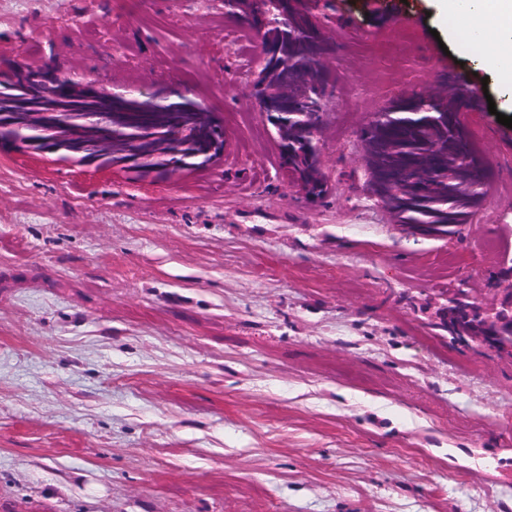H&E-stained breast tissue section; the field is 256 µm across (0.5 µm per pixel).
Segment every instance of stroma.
<instances>
[{"label":"stroma","instance_id":"1","mask_svg":"<svg viewBox=\"0 0 512 512\" xmlns=\"http://www.w3.org/2000/svg\"><path fill=\"white\" fill-rule=\"evenodd\" d=\"M336 42L328 194L290 184L224 0H0V69L166 84L224 125L204 171L0 153V512H512V360L447 294L512 258V90L467 114L494 178L448 240L369 197L360 133L486 51L438 0H306Z\"/></svg>","mask_w":512,"mask_h":512}]
</instances>
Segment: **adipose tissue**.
<instances>
[{
  "label": "adipose tissue",
  "instance_id": "obj_1",
  "mask_svg": "<svg viewBox=\"0 0 512 512\" xmlns=\"http://www.w3.org/2000/svg\"><path fill=\"white\" fill-rule=\"evenodd\" d=\"M448 15L462 20L473 36L492 33L487 62L512 76V0H445Z\"/></svg>",
  "mask_w": 512,
  "mask_h": 512
}]
</instances>
